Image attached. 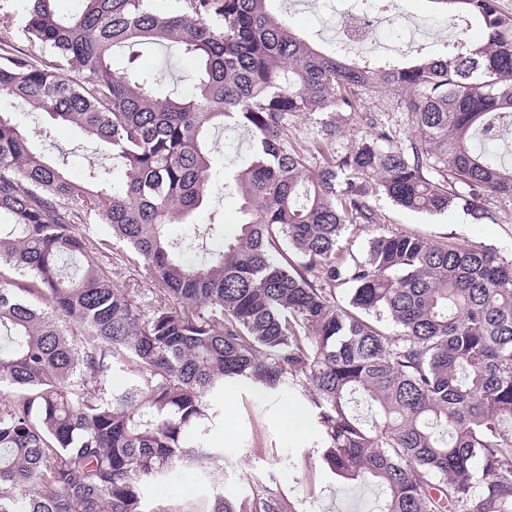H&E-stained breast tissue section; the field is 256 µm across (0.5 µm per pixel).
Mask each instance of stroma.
<instances>
[{
	"mask_svg": "<svg viewBox=\"0 0 512 512\" xmlns=\"http://www.w3.org/2000/svg\"><path fill=\"white\" fill-rule=\"evenodd\" d=\"M361 0H332L321 8L318 0H277L275 8L289 28L324 52L340 51L344 59L355 56L349 49H337L324 38L325 25H336L344 10L357 9ZM408 23L435 28L432 40L400 50L408 61L453 52L457 45L449 30H464V19L449 21L432 0H397ZM0 110L8 112L18 129L27 135L36 152L44 154L75 180H85L93 168H111L112 159L75 125L51 120L42 112L18 105L9 96L0 97ZM297 142L305 147L330 140L348 146L364 127L359 113H310L298 118ZM251 137L246 130L228 135L216 132L210 155L211 180L207 205L194 218L198 228L223 224L225 239H233L243 216L241 202L224 188L225 173L241 170L249 156ZM488 207L496 216L490 224L472 223L459 209L442 214L412 212L388 199L377 202L379 224L394 232L417 233L434 243L462 247H487L512 258V201L491 198ZM378 224V225H379ZM209 403L221 417L206 440L220 454L216 474L206 477L194 467H175L160 482L146 489L149 512H168L180 505L188 512H208L216 493L228 498L250 496L259 486H268L296 502L300 512H379L383 494L380 487L354 483L331 473L321 459V436L307 399L291 386L262 393L245 383L225 386L209 396ZM302 406L304 427L300 432L285 428L282 421L286 403Z\"/></svg>",
	"mask_w": 512,
	"mask_h": 512,
	"instance_id": "35a3bbf8",
	"label": "stroma"
}]
</instances>
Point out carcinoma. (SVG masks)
Listing matches in <instances>:
<instances>
[{"label":"carcinoma","mask_w":512,"mask_h":512,"mask_svg":"<svg viewBox=\"0 0 512 512\" xmlns=\"http://www.w3.org/2000/svg\"><path fill=\"white\" fill-rule=\"evenodd\" d=\"M0 0V95L97 139L124 167L71 180L0 111V512H148L146 487L176 465L218 463L205 401L226 383L273 392L291 380L314 409L335 475L386 488L381 512H512V259L377 228L376 201L429 213L512 201V164L483 146L512 127V15L499 0H432L480 21L485 43L379 67L315 50L270 0H83L55 15L29 0L20 54ZM175 45L195 60L185 94L114 54ZM404 93L415 134L361 108ZM361 112L343 150L302 148L296 118ZM245 128L239 234L197 260L167 238L208 201L212 132ZM108 224L154 302L144 311L89 256L78 225ZM296 263L273 257L279 241ZM347 290V302H333ZM130 384L107 391L115 368ZM210 512H298L267 486L220 492ZM375 225L370 226H351L345 232V239L349 247L356 255H361L368 246L369 240L376 233Z\"/></svg>","instance_id":"obj_1"}]
</instances>
